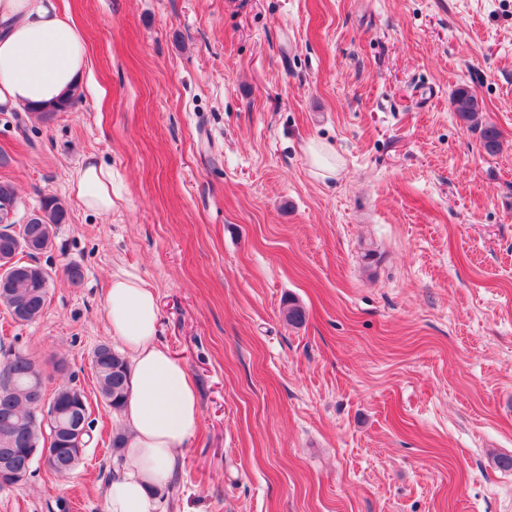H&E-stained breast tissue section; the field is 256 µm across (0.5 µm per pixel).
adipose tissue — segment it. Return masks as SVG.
Segmentation results:
<instances>
[{
	"mask_svg": "<svg viewBox=\"0 0 512 512\" xmlns=\"http://www.w3.org/2000/svg\"><path fill=\"white\" fill-rule=\"evenodd\" d=\"M87 64L80 29L52 0H0V107H51L80 86ZM71 191L86 211L111 213V168L87 159ZM105 316L128 355L131 377L122 408L125 462L108 483L106 512H162L161 496L200 424L198 398L185 366L157 340L153 288L134 276L113 275Z\"/></svg>",
	"mask_w": 512,
	"mask_h": 512,
	"instance_id": "adipose-tissue-1",
	"label": "adipose tissue"
}]
</instances>
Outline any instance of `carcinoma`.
<instances>
[{"label": "carcinoma", "mask_w": 512, "mask_h": 512, "mask_svg": "<svg viewBox=\"0 0 512 512\" xmlns=\"http://www.w3.org/2000/svg\"><path fill=\"white\" fill-rule=\"evenodd\" d=\"M79 89H73L59 104L42 111L47 116L54 112H69L81 99ZM453 111L469 127L479 131L485 151L495 154L500 150L501 134L489 124H482L479 100L467 89L455 90L450 98ZM67 210L59 199L48 196L43 199L40 209L31 214L26 223L20 225L19 240H7L0 236V255L19 246L29 258L47 251L52 246L56 226L66 223ZM20 270L9 275L7 281L0 280V306L12 317L18 315L19 306H25L24 323L39 320L47 307L50 275L41 266L17 259ZM288 324L300 326L306 320V311L295 301L288 302L284 309ZM99 391L105 403L114 411L123 407L130 388V371L125 358L108 345L98 346L92 355ZM12 373L10 388L0 387V448L13 449L14 467L25 470L32 467L31 451L42 447L44 428L56 427L52 419L33 413L44 400L49 399L61 413L70 410L75 387L63 385L47 396L46 388L40 385L42 375L31 358L23 353H13L0 363V371Z\"/></svg>", "instance_id": "1"}]
</instances>
